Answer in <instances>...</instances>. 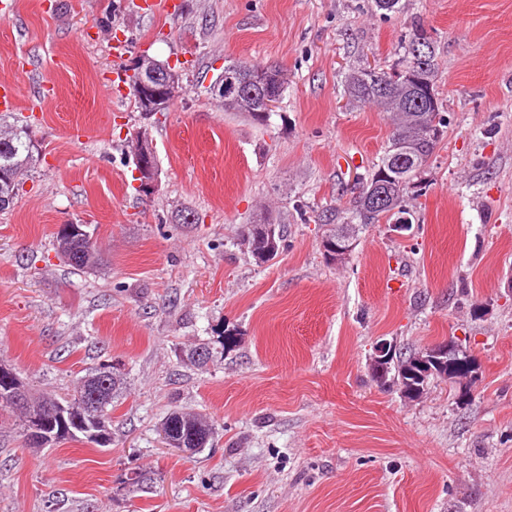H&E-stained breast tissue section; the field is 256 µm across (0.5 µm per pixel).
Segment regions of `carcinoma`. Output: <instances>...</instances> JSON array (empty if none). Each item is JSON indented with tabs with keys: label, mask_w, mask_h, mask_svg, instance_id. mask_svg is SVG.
<instances>
[{
	"label": "carcinoma",
	"mask_w": 512,
	"mask_h": 512,
	"mask_svg": "<svg viewBox=\"0 0 512 512\" xmlns=\"http://www.w3.org/2000/svg\"><path fill=\"white\" fill-rule=\"evenodd\" d=\"M427 35L424 25L419 24L412 29L408 40L402 46L397 59L387 69H368L358 67L350 70L345 76L344 93L348 101L358 106L373 105L386 112L392 123V133L382 156L374 165L369 179L355 199L352 207L337 212L336 224L329 230L328 238H336V233L343 226H351V231L361 234L371 224L382 220L400 223L407 210L403 206L404 197L414 185V178L421 174L423 159L429 157L437 145L440 136L424 137V133L433 121L445 127L447 119L442 112V104L436 90L435 78L438 63L435 55H430V63L425 72L417 74L413 69V46L419 38ZM241 71L250 79L254 88H278L285 84L282 70L275 66L259 67L246 61H230L224 65V71L230 69ZM224 109L240 112L251 122L263 124L268 117H258L254 112L261 109L258 101L248 98L245 94H224ZM39 156L33 144L29 126L26 124H3L0 122V165H7L13 175L9 182L0 180V210L9 208L16 199L24 176L31 172ZM386 170L394 175V201L383 208L374 206L370 197V189L378 182L381 171ZM273 220L265 218L257 224L243 226L244 239L258 260L263 261L262 252L265 239L262 236L267 225ZM101 264L99 250L90 256L82 255L71 264L76 270H95ZM413 354L397 357L398 364L392 365L382 375L372 373V378L381 384L391 382L410 388L424 386L435 378L442 379L448 370H437L420 378L408 374ZM124 379L112 373V367L104 366L86 374L73 390L69 404L81 407L94 391L105 393L108 399L115 398L122 389ZM23 404L14 401V395L0 392V417L8 414L18 418L20 430L29 426L32 417L37 416L50 422L56 419L60 402L41 395L23 383ZM177 436H196L207 446L212 440L213 424L206 416L195 412L175 410L169 413L160 423V435L168 433Z\"/></svg>",
	"instance_id": "carcinoma-1"
}]
</instances>
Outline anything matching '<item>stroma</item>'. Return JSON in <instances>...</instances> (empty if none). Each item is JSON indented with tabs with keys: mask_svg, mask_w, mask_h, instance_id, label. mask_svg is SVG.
Instances as JSON below:
<instances>
[{
	"mask_svg": "<svg viewBox=\"0 0 512 512\" xmlns=\"http://www.w3.org/2000/svg\"><path fill=\"white\" fill-rule=\"evenodd\" d=\"M12 3L0 75L24 94L0 117H34L40 160L0 211V361L50 395L105 364L124 388L105 447L36 454L0 420V512H512V0H401L386 16L373 0ZM417 21L448 125L405 199L412 229L370 225L329 263L327 218L391 134L377 107L347 106L344 74L388 67ZM141 53L185 87L147 121L127 83ZM228 60L287 74L268 124L209 94ZM143 128L148 197L126 148ZM267 211L284 241L259 264L240 230ZM66 222L90 225L102 269L56 259ZM383 340L458 345L469 397L442 379L413 401L376 382ZM201 342L215 355L200 369L186 353ZM176 408L210 418L211 446L162 443Z\"/></svg>",
	"mask_w": 512,
	"mask_h": 512,
	"instance_id": "obj_1",
	"label": "stroma"
}]
</instances>
